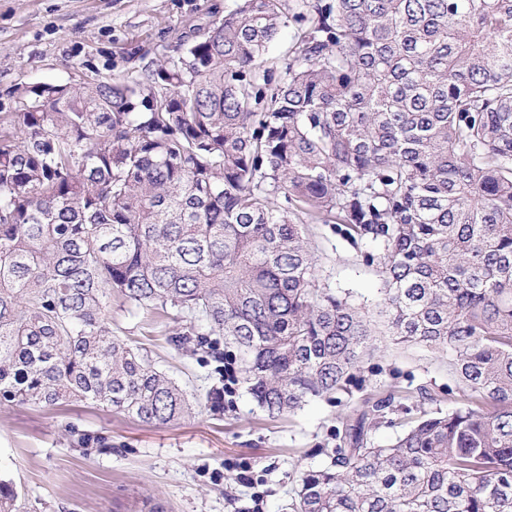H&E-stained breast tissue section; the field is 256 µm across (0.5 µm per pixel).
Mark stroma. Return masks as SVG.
Returning a JSON list of instances; mask_svg holds the SVG:
<instances>
[{"mask_svg": "<svg viewBox=\"0 0 512 512\" xmlns=\"http://www.w3.org/2000/svg\"><path fill=\"white\" fill-rule=\"evenodd\" d=\"M228 0H0V113L15 111L18 88L66 84L95 73L136 78L174 55L176 46L222 17ZM311 246L321 284L370 305L380 286L376 268L338 226L311 222ZM115 335L146 347L152 360L194 393L190 415L150 425L106 408L0 402V475L24 493L28 512H243L250 467L264 494L263 512H285L292 476L321 465L324 449L348 412L366 397L394 395L409 408L418 389L444 397L452 379L444 354L388 346L359 375L341 403L320 400L277 420L247 395L216 414L206 402V370L189 350L168 342L172 321L160 311L113 299ZM88 431L112 450L80 449L74 432Z\"/></svg>", "mask_w": 512, "mask_h": 512, "instance_id": "35a3bbf8", "label": "stroma"}]
</instances>
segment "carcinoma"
Masks as SVG:
<instances>
[{
	"label": "carcinoma",
	"instance_id": "1",
	"mask_svg": "<svg viewBox=\"0 0 512 512\" xmlns=\"http://www.w3.org/2000/svg\"><path fill=\"white\" fill-rule=\"evenodd\" d=\"M286 53L269 60L283 31ZM375 246L370 312L320 286L307 220ZM158 309L270 419L347 389L380 344L448 354L386 445L349 414L289 512H512V0H232L140 79L24 88L0 116V400L148 424L189 394L112 334ZM0 478V512H21Z\"/></svg>",
	"mask_w": 512,
	"mask_h": 512
}]
</instances>
